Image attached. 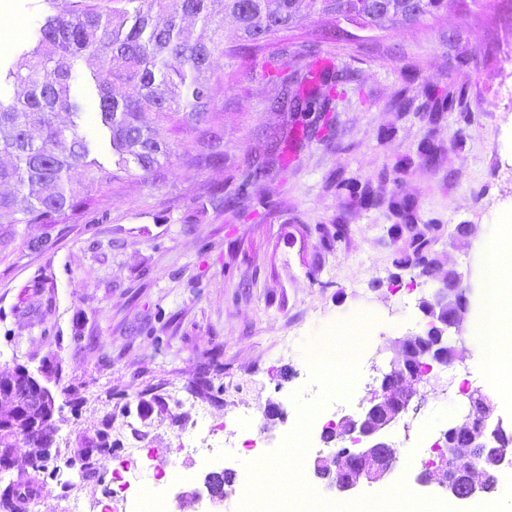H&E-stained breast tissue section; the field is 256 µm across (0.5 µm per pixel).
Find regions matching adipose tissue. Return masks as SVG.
I'll return each instance as SVG.
<instances>
[{"instance_id":"adipose-tissue-1","label":"adipose tissue","mask_w":512,"mask_h":512,"mask_svg":"<svg viewBox=\"0 0 512 512\" xmlns=\"http://www.w3.org/2000/svg\"><path fill=\"white\" fill-rule=\"evenodd\" d=\"M478 251L481 297L469 318L473 360L504 391L512 387V225H492Z\"/></svg>"}]
</instances>
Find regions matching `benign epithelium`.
<instances>
[{
  "label": "benign epithelium",
  "instance_id": "7a95c632",
  "mask_svg": "<svg viewBox=\"0 0 512 512\" xmlns=\"http://www.w3.org/2000/svg\"><path fill=\"white\" fill-rule=\"evenodd\" d=\"M470 284L455 269L439 275V287L425 302L427 329L417 335L396 341L398 356L392 369L369 391L357 412L345 414L335 421L329 432L337 448L328 456H318L313 463L315 477L331 478V488L348 494L363 483L387 477L398 461V451L388 438L389 430L398 424L414 402L425 397L427 389L440 387L437 374L441 366L456 358L447 354L442 339L460 331L468 310ZM28 380L35 392L47 387L27 369L0 374V425L13 431L14 443L0 448V466L14 468L16 443H29V433L53 420L55 404L35 411L24 410L15 386ZM443 452L437 462L422 470L416 481L421 485L437 484L450 498L467 501L483 495L490 474L504 465L512 466V454L494 447L495 438L475 434L467 419L454 423L441 434ZM221 472L208 473L211 482L204 485L210 501L221 503L232 489L217 487L212 479Z\"/></svg>",
  "mask_w": 512,
  "mask_h": 512
}]
</instances>
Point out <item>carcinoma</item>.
Returning a JSON list of instances; mask_svg holds the SVG:
<instances>
[{"label": "carcinoma", "instance_id": "1", "mask_svg": "<svg viewBox=\"0 0 512 512\" xmlns=\"http://www.w3.org/2000/svg\"><path fill=\"white\" fill-rule=\"evenodd\" d=\"M445 0H112L103 10L88 0H63L55 13L39 22L36 37L7 69L0 84L14 95L0 94V184L13 190L0 194V248L13 239L16 224H69L87 217H106L102 197L135 169L147 175L181 155L202 168L224 159L214 150L213 135L224 121L208 81L201 79L214 54L238 61L242 52L266 50L262 80L277 84L269 107L282 117V135L266 144L263 161L242 170L241 190L281 164L288 140L308 135L311 114L332 111L338 74L315 71L288 33L312 14L338 12L372 29L417 22L438 12ZM239 26L243 44L224 46V18ZM195 18L200 29L191 35L183 20ZM95 59L99 70L87 76L82 63ZM83 82L91 100L74 93ZM116 83L133 84L137 93L118 98ZM65 112L70 120L55 122ZM153 112L172 129L199 133L190 150L162 140L142 114ZM106 146L112 163L96 152ZM411 234L395 259L398 269H420L421 260L441 238L439 224H412ZM40 483V473L23 471L0 478V512H26Z\"/></svg>", "mask_w": 512, "mask_h": 512}]
</instances>
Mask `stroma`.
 I'll return each mask as SVG.
<instances>
[{
  "mask_svg": "<svg viewBox=\"0 0 512 512\" xmlns=\"http://www.w3.org/2000/svg\"><path fill=\"white\" fill-rule=\"evenodd\" d=\"M47 0H0V60L12 62L21 28L33 36ZM456 41H449V31ZM305 61H327L346 76L333 102L331 137L313 133L288 148L285 171L239 192L248 157L278 130L265 98L260 63L213 83L224 110L217 149L222 162L201 170L176 160L156 178L128 177L106 199L96 224H19L0 252V372L48 370L58 427L53 450L94 441L109 429L112 450L93 455L81 483L92 496L133 449L152 451L132 480L163 479L171 512H210L208 500H178L209 470L226 468L244 486L248 453L217 459L175 457L185 429L181 389L194 390L211 426L232 421L242 404L284 420L265 432L276 450L299 419L295 391L317 388L303 348L336 325L368 316L367 365L337 414L356 412L376 370L396 355L399 338L421 333L419 292L388 290L408 236L388 210L409 205L416 223L443 225L434 252L441 267L477 270L476 246L491 225L512 216V0H448L412 24L369 31L360 40L315 15L295 33ZM450 92L455 107L434 123L432 93ZM343 225V238L331 237ZM475 233L454 238L456 225ZM50 238L47 250L34 243ZM462 398L428 393L405 418L418 442L401 445L386 479L359 488L376 496L398 482L421 498L445 500L437 485L415 481L418 447L463 415Z\"/></svg>",
  "mask_w": 512,
  "mask_h": 512,
  "instance_id": "obj_1",
  "label": "stroma"
}]
</instances>
